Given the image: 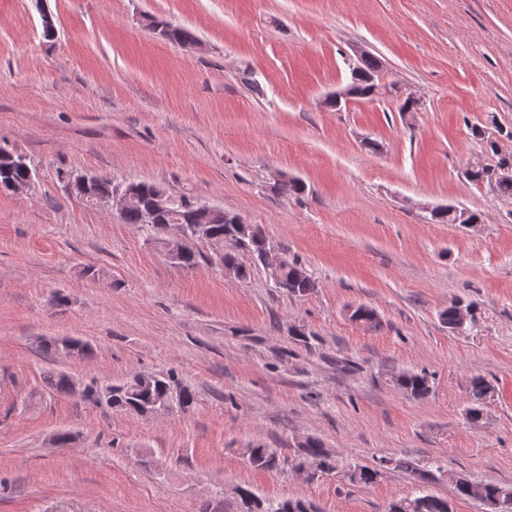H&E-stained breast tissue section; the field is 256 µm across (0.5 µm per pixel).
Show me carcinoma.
<instances>
[{
    "instance_id": "carcinoma-1",
    "label": "carcinoma",
    "mask_w": 512,
    "mask_h": 512,
    "mask_svg": "<svg viewBox=\"0 0 512 512\" xmlns=\"http://www.w3.org/2000/svg\"><path fill=\"white\" fill-rule=\"evenodd\" d=\"M147 29L158 35L161 39L181 47L197 45L195 33L188 27L171 25L156 19L147 23ZM359 70L358 81L354 94L359 99L375 98V78L381 70L380 60L371 54H365L353 63ZM472 139L478 141L489 153L497 157L495 166L482 167L473 170L467 180L471 183L486 184L498 195L512 198V179L501 180L495 177V169L503 165L512 166V153H502L498 150L496 140L486 135L483 128H471ZM14 152L0 146V188L8 190L10 184L28 178L32 168L28 163L15 164L10 161ZM280 195L299 197L306 192V185L297 178L283 180L275 187ZM124 192L130 195V203L124 210L121 221L125 224L142 223V212L151 208L156 215V221L150 225L155 234H162L166 224H183L194 228L202 223L201 209L181 197L177 198L160 186L150 182L130 183L124 187ZM236 214L224 212L220 216L211 217L205 223V231L210 243H219L223 248L221 260L227 265L238 267L243 278L250 277V267L242 260V255L249 254L253 260L260 263L268 251L269 243L260 226L249 224L246 228L238 230L235 227ZM431 224H476L479 217L466 208L454 205L436 207L426 215ZM216 256H207L200 250L191 251L182 258V265L187 269H195L201 263L212 264ZM302 266L294 259L283 256L282 262L276 270L274 284L290 296L302 297L316 288L315 282L308 275L301 274ZM463 299L453 300L440 314L443 324L448 331H457L456 305ZM46 351L62 352L76 358H86L92 353L88 343L71 337L52 338L44 342ZM394 384L412 397H424L430 392V382L427 375L412 372H402L393 379ZM45 385L51 390L73 395L76 386L72 379L63 373H50L44 378ZM172 388H178L182 394L183 411H189L195 403V395L187 387L180 385L171 373L138 374L131 380L117 385H111L98 392L91 388L82 390L80 396L94 401H103L112 408H118L137 415L151 409V407L165 399ZM495 389L484 376L475 375L468 384L469 407L466 414L473 422L481 420L480 410L484 409L486 401L494 397ZM304 463L314 464L308 473V479L329 474L336 471L338 460L330 451L324 448L321 440L309 437L300 447ZM241 455L253 468L274 471L278 469L280 458L273 448L252 446L241 449ZM393 469L406 473L415 481L416 491L413 495L400 498L392 502L387 512H451L448 500L438 497L427 489V484L435 478V473L441 471L439 462L434 460L426 467H421L408 459L391 461ZM382 471L376 467L356 464L349 468L347 477L350 482L369 485L377 481ZM481 490L485 497L494 501L498 508L496 512H512V487L493 483H479L466 478H460L455 483L456 495L460 498L470 499L473 489ZM242 505V512H303L301 507L305 502L301 500L285 499L282 501H263L246 486L236 485L231 488Z\"/></svg>"
}]
</instances>
